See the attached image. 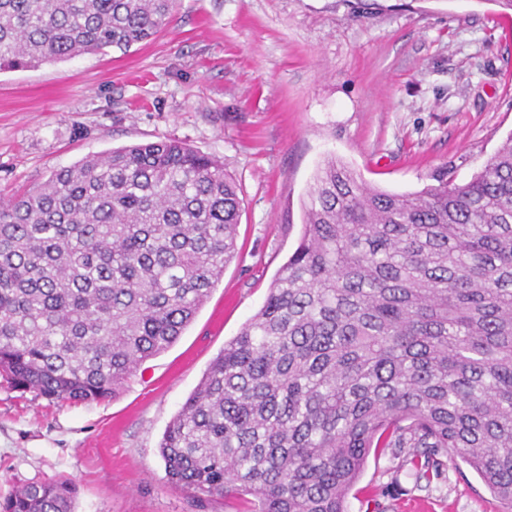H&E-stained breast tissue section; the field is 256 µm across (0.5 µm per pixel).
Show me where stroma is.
<instances>
[{"label": "stroma", "instance_id": "35a3bbf8", "mask_svg": "<svg viewBox=\"0 0 512 512\" xmlns=\"http://www.w3.org/2000/svg\"><path fill=\"white\" fill-rule=\"evenodd\" d=\"M512 134V11L495 0H178L157 37L0 72V193L90 155L184 140L240 187L238 254L173 346L102 402H51L0 372V498L57 477L75 512L198 508L158 444L226 341L262 307L301 237L302 201L333 157L406 193L470 180ZM429 479L369 457L347 512H502L462 461Z\"/></svg>", "mask_w": 512, "mask_h": 512}]
</instances>
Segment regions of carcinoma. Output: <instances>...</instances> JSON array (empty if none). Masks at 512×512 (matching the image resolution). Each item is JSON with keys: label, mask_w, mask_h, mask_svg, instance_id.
Wrapping results in <instances>:
<instances>
[{"label": "carcinoma", "mask_w": 512, "mask_h": 512, "mask_svg": "<svg viewBox=\"0 0 512 512\" xmlns=\"http://www.w3.org/2000/svg\"><path fill=\"white\" fill-rule=\"evenodd\" d=\"M176 0H0V71L150 40ZM299 245L158 448L198 505L347 512L371 453L449 452L512 512V135L466 183L397 194L331 159ZM224 162L179 139L115 148L0 199V371L104 401L192 322L237 250ZM67 478L0 512H74Z\"/></svg>", "instance_id": "obj_1"}]
</instances>
